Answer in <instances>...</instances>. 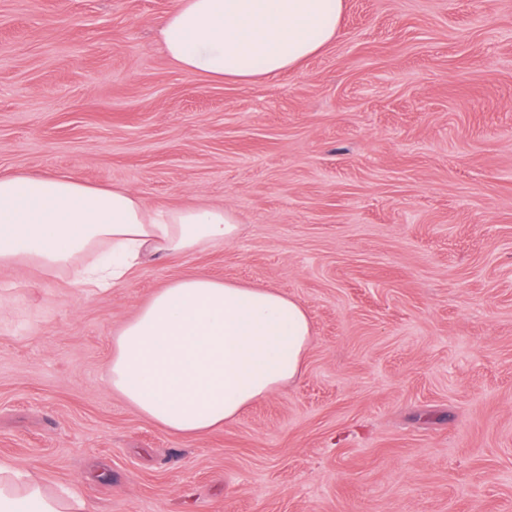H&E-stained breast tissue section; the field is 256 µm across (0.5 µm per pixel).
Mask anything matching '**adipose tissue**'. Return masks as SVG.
I'll return each mask as SVG.
<instances>
[{
	"label": "adipose tissue",
	"mask_w": 512,
	"mask_h": 512,
	"mask_svg": "<svg viewBox=\"0 0 512 512\" xmlns=\"http://www.w3.org/2000/svg\"><path fill=\"white\" fill-rule=\"evenodd\" d=\"M344 0H175L159 32L184 72L257 84L299 67L336 37ZM232 211L155 209L122 188L58 174L0 173V268H66L86 288L120 284L151 255L179 258L233 243ZM111 244L90 266L80 256ZM312 324L295 299L194 275L158 289L112 338L107 383L137 413L194 439L299 377ZM90 512L77 487L55 488L0 459V512Z\"/></svg>",
	"instance_id": "ef3b65f1"
}]
</instances>
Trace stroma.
Returning <instances> with one entry per match:
<instances>
[{"instance_id":"1","label":"stroma","mask_w":512,"mask_h":512,"mask_svg":"<svg viewBox=\"0 0 512 512\" xmlns=\"http://www.w3.org/2000/svg\"><path fill=\"white\" fill-rule=\"evenodd\" d=\"M174 0H0V171L221 206L238 239L89 292L0 268V459L92 512H512V0H345L258 84L183 72ZM204 274L307 310L301 375L205 436L107 385Z\"/></svg>"}]
</instances>
